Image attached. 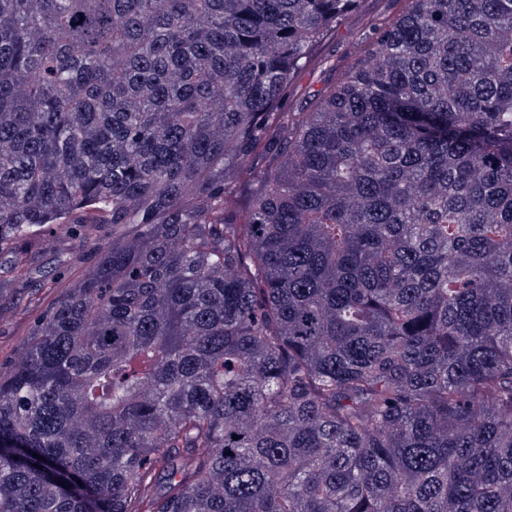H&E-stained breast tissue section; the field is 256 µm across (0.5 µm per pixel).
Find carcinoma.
<instances>
[{
    "mask_svg": "<svg viewBox=\"0 0 512 512\" xmlns=\"http://www.w3.org/2000/svg\"><path fill=\"white\" fill-rule=\"evenodd\" d=\"M401 2L284 112L359 0H0V512H512V0ZM34 262L54 282L50 287H42L36 279L27 282L22 289L1 296L0 362L3 371L30 337L32 323L93 264L79 235L55 240L52 247L35 255Z\"/></svg>",
    "mask_w": 512,
    "mask_h": 512,
    "instance_id": "1",
    "label": "carcinoma"
}]
</instances>
